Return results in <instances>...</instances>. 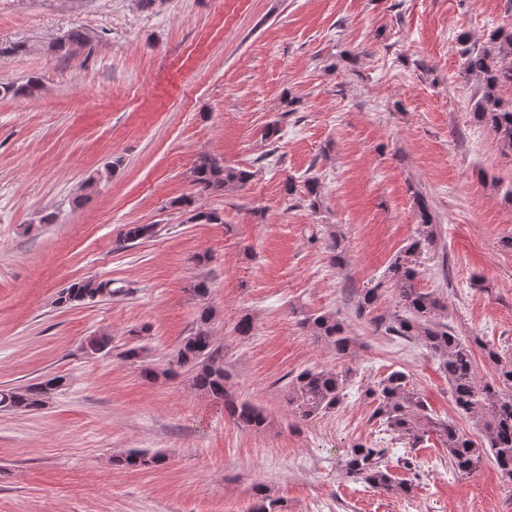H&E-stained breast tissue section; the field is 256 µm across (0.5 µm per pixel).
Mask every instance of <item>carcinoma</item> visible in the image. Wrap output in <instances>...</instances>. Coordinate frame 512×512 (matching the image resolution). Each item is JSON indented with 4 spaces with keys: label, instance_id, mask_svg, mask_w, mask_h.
<instances>
[{
    "label": "carcinoma",
    "instance_id": "carcinoma-1",
    "mask_svg": "<svg viewBox=\"0 0 512 512\" xmlns=\"http://www.w3.org/2000/svg\"><path fill=\"white\" fill-rule=\"evenodd\" d=\"M465 45V70L477 81L478 94L474 104V119L488 127L502 150L512 152V105L500 97V89L512 87V31L498 28L489 34L487 45L470 44L467 33L458 36ZM40 89L38 78L32 76L25 84L5 85L0 92L32 96ZM192 183L197 192H225L251 179L253 173L224 166V161L201 152L192 171ZM304 201L311 209L317 208L322 196V185L311 176L303 182ZM417 228L415 238L394 256L388 266V281L392 284L398 310L385 318L371 316L384 296L382 284L359 291L356 302L358 317L368 316L377 329L390 336L413 340L437 357L448 376V386L455 406L479 426L483 443L479 444L461 431L454 423L434 417L427 412L421 396L409 387L405 373L393 371L381 379L371 395L377 405L374 416L387 430L407 441L409 448H417L432 434L439 437L448 453L454 474L466 477L477 472L485 460L493 459L503 477L512 481V360L475 338L463 339L445 322L448 305L434 292L416 287L421 254L435 245L436 231L432 214L423 197H417ZM154 224H128L122 241L135 242L151 237ZM325 249L331 264L341 267L346 262L344 238L336 232L328 233ZM124 292L112 287V281L87 278L75 281L61 289L55 299L56 306L67 308L92 303L104 296ZM298 325L315 342L331 348L336 355L348 354L355 345L353 337L331 313L309 314L296 312ZM212 312L199 310L196 328L185 337L164 365H144L142 377L156 383L189 375L192 388L200 395L224 404V412L242 429L263 430L269 418L260 407L240 398L230 383V374L224 368V354L215 345L210 323ZM497 363V377L479 378L474 365V347ZM65 378L56 375L22 387L0 389L1 411H35L45 406L48 394L64 386ZM348 373L330 370L306 369L287 382L289 411L302 422H308L339 406L344 398ZM387 449L356 444L347 451L342 475L355 484H364L387 494L408 495L412 484L393 476L385 464ZM164 462L160 453L130 449L112 456L117 468H150ZM257 503L251 512H282L280 498L266 487L257 489Z\"/></svg>",
    "mask_w": 512,
    "mask_h": 512
}]
</instances>
